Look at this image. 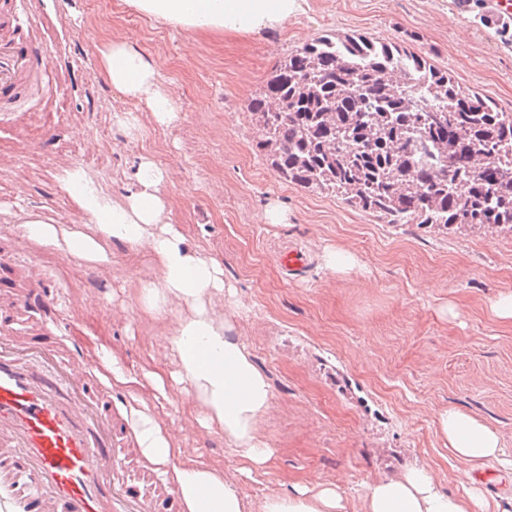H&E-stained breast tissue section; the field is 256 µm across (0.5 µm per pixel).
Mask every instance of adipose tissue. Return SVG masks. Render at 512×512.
<instances>
[{
  "instance_id": "ef3b65f1",
  "label": "adipose tissue",
  "mask_w": 512,
  "mask_h": 512,
  "mask_svg": "<svg viewBox=\"0 0 512 512\" xmlns=\"http://www.w3.org/2000/svg\"><path fill=\"white\" fill-rule=\"evenodd\" d=\"M140 13L188 31L248 33L272 30L294 17L299 0H130ZM101 74L120 94L145 101L156 122L178 118L175 102L159 86V75L148 56L125 41L101 49ZM164 172L143 157L136 188L123 201L111 200L81 167L65 169L60 183L91 226L72 230L37 216L24 220L27 237L40 245L90 264L109 261L110 248L119 245L147 251L158 269L154 279L142 280L139 307L157 319H167L173 302L189 309L179 319L174 347L179 370L176 383H188L203 407L206 428L217 429L241 458L260 467L272 452L260 435L273 392L230 319L218 318L207 300L224 290V271L211 257L187 250L179 225L166 222L167 200L162 193ZM136 439L144 455L171 472L185 512H249L233 480L223 469L186 458L156 419L133 411ZM441 437L453 457L479 467L501 460L497 433L476 416L456 408L439 413ZM478 489L467 498L442 491L431 472L412 467L401 475L368 484L363 512H470L483 507ZM342 493L334 485L303 487L288 495L267 498L260 512H345Z\"/></svg>"
}]
</instances>
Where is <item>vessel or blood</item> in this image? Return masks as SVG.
<instances>
[{"label":"vessel or blood","instance_id":"vessel-or-blood-1","mask_svg":"<svg viewBox=\"0 0 512 512\" xmlns=\"http://www.w3.org/2000/svg\"><path fill=\"white\" fill-rule=\"evenodd\" d=\"M0 10V101L58 49L17 37ZM29 294L0 309V512H179L174 489L142 469L105 411L108 388L66 337L38 338L45 325Z\"/></svg>","mask_w":512,"mask_h":512}]
</instances>
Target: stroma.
Here are the masks:
<instances>
[{"mask_svg": "<svg viewBox=\"0 0 512 512\" xmlns=\"http://www.w3.org/2000/svg\"><path fill=\"white\" fill-rule=\"evenodd\" d=\"M26 10L43 22L39 41L66 49L43 70L42 94L21 87L0 123V264L12 273L0 306L20 288L49 292L60 310L48 327L94 361L112 353L136 378L176 371L177 316L156 323L136 302L138 282L155 272L146 252L116 247L109 263L93 266L37 245L22 227L29 214L81 223L56 179L61 169L83 167L120 201L150 156L167 172L162 191L185 247L220 261L235 291L236 331L274 394L260 428L272 456L243 474L181 386L168 382L161 397L148 383H116L101 366L113 409L144 399L187 456L236 476L254 505L321 483L339 487L347 512H361L367 483L416 465L444 491L463 494L475 480L486 501L507 506L512 472L455 461L437 415L454 406L477 416L512 454V321L490 310L512 292V233L389 224L340 193L286 182L256 148L250 104L292 51L328 34H363L406 44L512 112V42L477 25L461 0H304L282 27L239 35L189 32L128 0H27ZM115 39L153 61L177 121L158 124L104 80L100 51ZM129 111L142 124L135 138L115 119ZM272 205L282 223L260 222ZM336 248L356 256L353 269L325 268ZM290 249L305 258L297 276L279 261Z\"/></svg>", "mask_w": 512, "mask_h": 512, "instance_id": "stroma-1", "label": "stroma"}]
</instances>
